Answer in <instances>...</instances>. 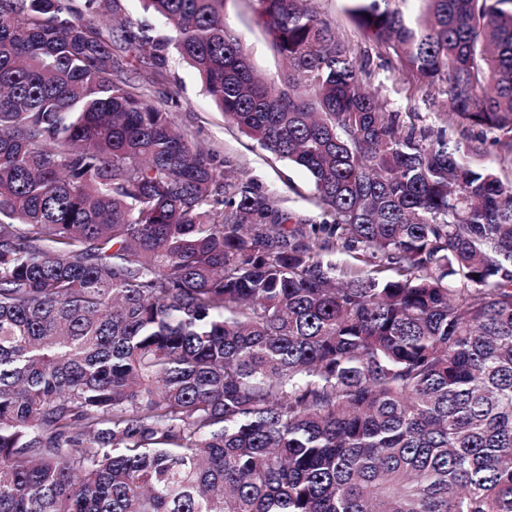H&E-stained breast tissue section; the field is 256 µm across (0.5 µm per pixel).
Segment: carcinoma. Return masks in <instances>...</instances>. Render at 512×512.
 Here are the masks:
<instances>
[{
    "label": "carcinoma",
    "instance_id": "obj_1",
    "mask_svg": "<svg viewBox=\"0 0 512 512\" xmlns=\"http://www.w3.org/2000/svg\"><path fill=\"white\" fill-rule=\"evenodd\" d=\"M0 0V512H512V185L385 111L309 0ZM512 152V0H348ZM329 238L128 76L169 46ZM356 247L366 260L330 259ZM117 3L122 17L128 16L146 25L154 37H165L169 34V27L165 21L151 12L143 11L139 0H118ZM255 0H226L224 21L241 38L255 72L273 78L282 68V60L271 49L270 36L257 22Z\"/></svg>",
    "mask_w": 512,
    "mask_h": 512
}]
</instances>
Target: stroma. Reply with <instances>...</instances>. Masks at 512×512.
Returning <instances> with one entry per match:
<instances>
[{"mask_svg":"<svg viewBox=\"0 0 512 512\" xmlns=\"http://www.w3.org/2000/svg\"><path fill=\"white\" fill-rule=\"evenodd\" d=\"M315 10L328 19L352 55L367 59L371 84L387 111L400 113L405 122L430 132H444L448 139L482 144L486 159L503 181L512 182V155L499 150L493 133L453 123L448 118V99L439 85H426L403 70L392 50L378 44L357 27L347 12V0H313ZM256 0H225L224 20L241 38L255 72L272 78L282 61L272 50L270 37L257 21ZM130 76L143 85L154 103L174 113L178 127L193 141L214 150L218 160L246 173L259 188L273 194L288 214V226L316 232L327 238L326 215L314 199L312 183L301 169L276 160L228 123L205 93L195 72L176 52H169L158 70L134 63Z\"/></svg>","mask_w":512,"mask_h":512,"instance_id":"stroma-1","label":"stroma"}]
</instances>
